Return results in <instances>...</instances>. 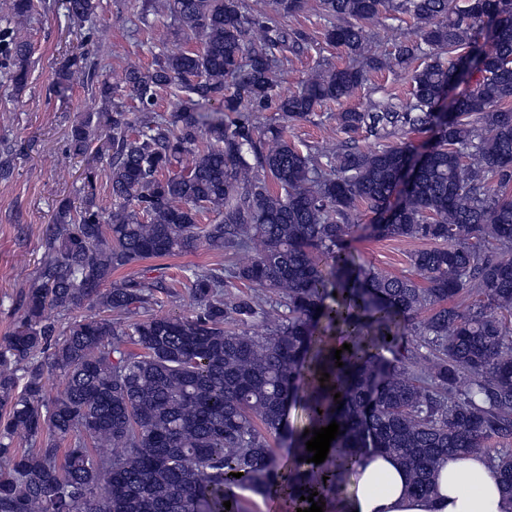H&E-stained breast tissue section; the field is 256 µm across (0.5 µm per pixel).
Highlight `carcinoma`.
<instances>
[{
  "instance_id": "carcinoma-1",
  "label": "carcinoma",
  "mask_w": 512,
  "mask_h": 512,
  "mask_svg": "<svg viewBox=\"0 0 512 512\" xmlns=\"http://www.w3.org/2000/svg\"><path fill=\"white\" fill-rule=\"evenodd\" d=\"M319 4L325 42L352 63L318 67L285 95L276 80L285 52H302L306 38L282 20L308 0L260 10L243 0H141L139 21L159 47L151 66L127 65L119 86L89 51L59 70V90L76 78L98 99L72 127L69 150L84 154L103 138L107 161L84 170L83 207L59 205L22 319L0 343V512H241L224 486L267 489L269 438L295 402L310 430L296 437L302 455L311 430L334 420L340 435L327 462L288 472L294 499L336 496L370 450L393 454L422 495L440 461L483 454L512 499V453L493 448L512 439V0ZM33 8L10 0V22L30 20ZM98 8L65 0L68 17L88 24L86 43ZM151 15L170 20L166 31L154 32ZM382 16L414 25L387 58L363 30ZM193 39L201 49H167ZM0 54L22 89L30 49L9 26ZM385 69L403 76L408 98L336 113L346 140L332 152L290 139V123L349 100ZM454 83L474 88L450 100ZM168 89L181 96L172 119L152 111ZM270 108L281 120L257 125L252 113ZM427 130V160L392 207L410 135ZM102 182L109 211L95 202ZM362 209L393 215L370 225L374 237L429 243L410 256V273L366 269L347 254ZM203 213L215 219L202 226ZM197 248L234 262L227 275L201 267L179 281L196 305L189 317L151 312L158 299L143 281L112 280L120 268ZM260 290L281 301L263 305ZM86 303L98 313L51 341L46 310ZM258 323L261 332L239 329ZM320 323L351 345L343 366L316 335ZM408 332L419 349L401 347ZM49 368L65 381L52 398ZM16 438L40 448L20 453ZM332 469L336 479H324Z\"/></svg>"
}]
</instances>
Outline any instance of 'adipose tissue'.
Returning <instances> with one entry per match:
<instances>
[{
  "instance_id": "1",
  "label": "adipose tissue",
  "mask_w": 512,
  "mask_h": 512,
  "mask_svg": "<svg viewBox=\"0 0 512 512\" xmlns=\"http://www.w3.org/2000/svg\"><path fill=\"white\" fill-rule=\"evenodd\" d=\"M333 512H512L500 479L484 456H451L437 469L434 492L417 497L409 475L391 454L371 451L353 475Z\"/></svg>"
}]
</instances>
